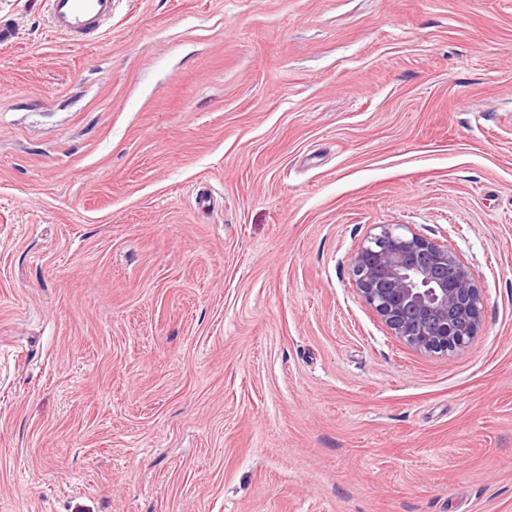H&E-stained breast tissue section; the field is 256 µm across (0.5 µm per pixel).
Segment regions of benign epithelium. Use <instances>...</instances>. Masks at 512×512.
Listing matches in <instances>:
<instances>
[{"mask_svg":"<svg viewBox=\"0 0 512 512\" xmlns=\"http://www.w3.org/2000/svg\"><path fill=\"white\" fill-rule=\"evenodd\" d=\"M349 266L366 304L409 347L454 352L477 335L482 288L470 267L438 241L404 224H382Z\"/></svg>","mask_w":512,"mask_h":512,"instance_id":"1","label":"benign epithelium"}]
</instances>
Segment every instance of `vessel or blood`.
Returning <instances> with one entry per match:
<instances>
[{"mask_svg": "<svg viewBox=\"0 0 512 512\" xmlns=\"http://www.w3.org/2000/svg\"><path fill=\"white\" fill-rule=\"evenodd\" d=\"M51 33L93 44L112 18L113 0H43Z\"/></svg>", "mask_w": 512, "mask_h": 512, "instance_id": "obj_1", "label": "vessel or blood"}]
</instances>
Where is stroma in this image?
I'll use <instances>...</instances> for the list:
<instances>
[{"instance_id": "obj_1", "label": "stroma", "mask_w": 512, "mask_h": 512, "mask_svg": "<svg viewBox=\"0 0 512 512\" xmlns=\"http://www.w3.org/2000/svg\"><path fill=\"white\" fill-rule=\"evenodd\" d=\"M0 512H512V0H0ZM484 290L448 354L349 260ZM114 0H44L48 28L54 35L93 44L112 19ZM349 266L366 304L409 347L447 354L477 335L482 288L470 267L438 241L404 224H383Z\"/></svg>"}]
</instances>
